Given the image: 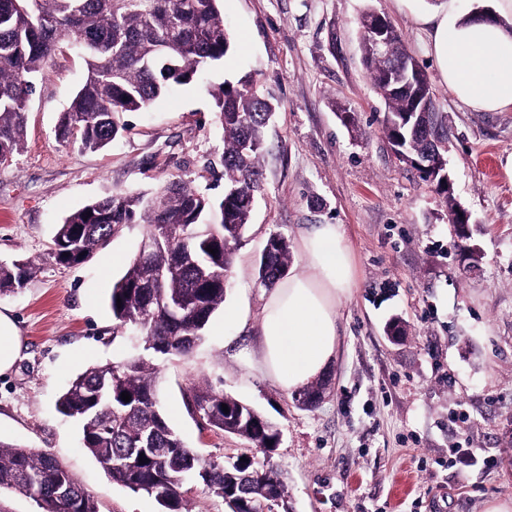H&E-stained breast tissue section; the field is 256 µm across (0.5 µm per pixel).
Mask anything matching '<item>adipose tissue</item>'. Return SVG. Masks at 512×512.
<instances>
[{"label":"adipose tissue","instance_id":"obj_1","mask_svg":"<svg viewBox=\"0 0 512 512\" xmlns=\"http://www.w3.org/2000/svg\"><path fill=\"white\" fill-rule=\"evenodd\" d=\"M435 65L449 90L480 111L512 108V35L497 23L459 20L454 10L422 17ZM307 270L263 298L256 348L246 360L295 391L322 377L336 359L338 315L355 288L345 231L322 224L302 236Z\"/></svg>","mask_w":512,"mask_h":512}]
</instances>
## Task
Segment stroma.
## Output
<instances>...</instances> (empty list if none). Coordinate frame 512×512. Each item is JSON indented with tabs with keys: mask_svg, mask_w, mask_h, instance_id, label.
Masks as SVG:
<instances>
[{
	"mask_svg": "<svg viewBox=\"0 0 512 512\" xmlns=\"http://www.w3.org/2000/svg\"><path fill=\"white\" fill-rule=\"evenodd\" d=\"M385 14L425 72L448 139L454 198L471 215L477 267L461 261L443 195L400 162L382 129L385 112L363 64L360 19ZM434 0H221L233 50L204 83L175 87L104 150L80 151L55 135L85 76L72 53L57 57L28 105L27 142L0 166V261L32 259L36 276L0 296L20 339L0 374V441L54 453L76 472L99 512H161L154 496L114 484L84 448L58 396L87 367L130 351L108 307L113 282L144 228L127 224L86 263L47 257L57 227L108 195L153 194L182 181L220 201L223 130L207 84L249 80L275 106L266 129L263 185L236 252L225 304L247 300L250 319L228 327L216 312L205 343L167 362L161 404L187 446L220 462L262 454L189 414L201 378L253 406L281 432L271 460L292 512H486L512 500V110L471 109L449 92L417 14ZM349 112L343 123L340 112ZM343 225L356 286L340 311L330 388L312 409L242 363L254 348L264 286L255 263L271 234L287 237L303 271V234ZM405 328L400 340L391 321ZM475 454L462 468L454 449Z\"/></svg>",
	"mask_w": 512,
	"mask_h": 512,
	"instance_id": "obj_1",
	"label": "stroma"
}]
</instances>
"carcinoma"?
Segmentation results:
<instances>
[{
  "label": "carcinoma",
  "instance_id": "obj_1",
  "mask_svg": "<svg viewBox=\"0 0 512 512\" xmlns=\"http://www.w3.org/2000/svg\"><path fill=\"white\" fill-rule=\"evenodd\" d=\"M219 2L0 0V165L24 148L29 97L63 48L83 58L87 75L59 113L56 136L72 148L102 150L121 135L116 115L140 112L223 62L233 42ZM391 44L397 69L389 80L363 33L366 67L386 106L384 131L400 160L409 164L429 137L442 151L446 132L425 73L394 29ZM207 92L224 132L220 202L171 182L150 197L110 195L93 201L57 227L48 258L63 267L87 262L124 224L145 225L144 236L156 239V246L146 256L136 252L109 297L117 327L134 333L138 345L120 362L78 374L56 408L79 424L84 448L112 482L155 496L162 512H192L186 485L193 480L222 499L230 487H241L237 512H257L272 498L282 512H290L286 485L272 464L256 466L250 458L226 464L200 456L169 424L159 401L162 364L197 348L224 306L236 250L261 189L260 159L272 104L248 81L210 86ZM419 177L435 184L454 213L457 203L441 175ZM292 263L288 239L273 234L257 264L258 280L272 286ZM36 273L29 259L0 262V295L21 289ZM124 391L131 396L128 402L121 399ZM186 403L217 434L238 436L254 448L280 443V431L259 411L210 383L192 385ZM141 456L148 462H140ZM2 488L34 496L43 512H98L64 462L0 441Z\"/></svg>",
  "mask_w": 512,
  "mask_h": 512
}]
</instances>
